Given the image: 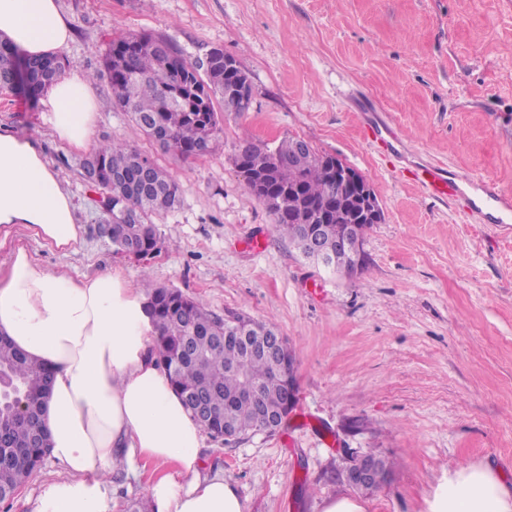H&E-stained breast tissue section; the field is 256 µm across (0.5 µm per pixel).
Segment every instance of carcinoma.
Returning a JSON list of instances; mask_svg holds the SVG:
<instances>
[{
    "instance_id": "cac0c4a2",
    "label": "carcinoma",
    "mask_w": 512,
    "mask_h": 512,
    "mask_svg": "<svg viewBox=\"0 0 512 512\" xmlns=\"http://www.w3.org/2000/svg\"><path fill=\"white\" fill-rule=\"evenodd\" d=\"M20 50L0 39V85H10ZM60 55L27 61L23 92L37 100L62 74ZM103 65L110 80L116 106L161 150L181 158L197 157L213 148L220 132L215 102L226 103L235 89L234 76L222 68H203L201 61H189L162 36L125 33L112 40ZM297 138L290 137L271 148L252 142L239 158L242 171L259 176L268 173L262 187L250 182L258 200L266 204L276 228L309 255L308 225L288 217V211L304 205L311 213L327 215L319 225L316 246L327 256V268H335L329 256L336 252V240L343 237L348 219L336 209V172L329 156L307 155L300 165L281 159L293 151ZM98 169L96 189L108 194L112 209L103 212V222L112 223V243L121 252L136 250L144 257L158 249L152 219L173 210L180 201L179 183L148 155L119 140L105 141L85 159L81 167ZM148 307L153 317L158 363L179 395L190 402L188 391L206 390L213 409L204 424L214 438H224L231 427L240 435L257 430L261 416L277 415L283 409L284 380L277 374L278 361L261 351H251L241 341H226L238 335L235 323L210 314L203 301L188 298L175 288L145 282ZM49 373L27 360L10 344L0 340V489L23 485L45 459L46 450L33 441L43 432L36 418L23 420L14 402L21 398L32 409H40ZM259 384L257 397L243 390V382Z\"/></svg>"
}]
</instances>
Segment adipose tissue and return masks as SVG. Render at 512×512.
<instances>
[{
    "instance_id": "1",
    "label": "adipose tissue",
    "mask_w": 512,
    "mask_h": 512,
    "mask_svg": "<svg viewBox=\"0 0 512 512\" xmlns=\"http://www.w3.org/2000/svg\"><path fill=\"white\" fill-rule=\"evenodd\" d=\"M0 33L31 59L72 39L58 0H0ZM41 102L60 141L88 146L95 114L84 75H64ZM76 210L42 151L0 131V232L21 225L69 250L84 233ZM0 338L50 373L40 420L65 475L41 486L31 512H112L108 474L142 460L176 466L147 483L152 512H245L223 472L204 470L202 428L153 352L146 292L122 271L76 280L15 249L0 276ZM429 512H512V488L486 467L461 468L436 488Z\"/></svg>"
}]
</instances>
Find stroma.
<instances>
[{"label": "stroma", "instance_id": "obj_1", "mask_svg": "<svg viewBox=\"0 0 512 512\" xmlns=\"http://www.w3.org/2000/svg\"><path fill=\"white\" fill-rule=\"evenodd\" d=\"M74 39L67 71L93 75V145L116 139L180 185L155 221L158 249L116 253L98 231L90 148L58 141L42 105L0 91V130L36 144L77 205L83 240L58 251L16 228L0 246L82 279L122 269L179 289L223 316L276 325L297 358V404L274 434L205 437L246 512H323L347 496L364 512H428L436 486L470 465L512 486V223L469 221L465 198H437L413 165L436 162L512 193V0H59ZM163 36L195 59L215 47L252 85L247 112H223L213 149L163 152L120 112L101 60L126 32ZM307 140L371 186L383 211L347 276L301 256L235 165L244 142ZM396 460L365 492L358 455Z\"/></svg>", "mask_w": 512, "mask_h": 512}]
</instances>
